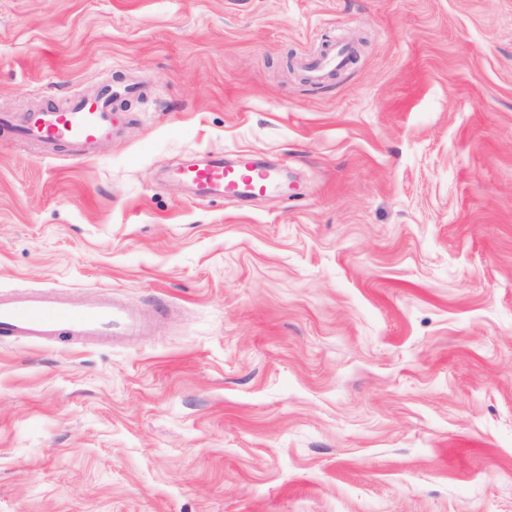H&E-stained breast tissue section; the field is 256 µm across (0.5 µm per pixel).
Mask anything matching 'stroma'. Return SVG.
<instances>
[{"label":"stroma","mask_w":512,"mask_h":512,"mask_svg":"<svg viewBox=\"0 0 512 512\" xmlns=\"http://www.w3.org/2000/svg\"><path fill=\"white\" fill-rule=\"evenodd\" d=\"M115 82L91 157L0 129V294L145 317L0 337V512H512V0H0V114ZM346 56L335 50L329 51L324 57L315 59L310 62L313 66L310 69V77L312 81H319L325 71L336 70L341 66H345ZM346 67V66H345ZM179 179L204 195L223 196L235 203L248 196L260 195L273 183L269 170L250 163L224 164V155L212 156L203 164H191L178 172Z\"/></svg>","instance_id":"stroma-1"}]
</instances>
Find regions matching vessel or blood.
Wrapping results in <instances>:
<instances>
[{"label": "vessel or blood", "instance_id": "1", "mask_svg": "<svg viewBox=\"0 0 512 512\" xmlns=\"http://www.w3.org/2000/svg\"><path fill=\"white\" fill-rule=\"evenodd\" d=\"M345 61L343 53L329 51L313 60L310 77L320 80L324 72L344 66ZM139 92L135 85L104 86L90 95L76 96L18 118L0 115V127L16 137L37 141L46 149L64 143L77 155L87 156L112 138L115 101ZM178 177L201 194L219 195L231 203L262 194L273 182L269 170L248 163L228 166L220 155L202 164L182 167ZM143 326L144 317L137 309L107 298L84 305L59 296L0 297L2 337L23 336L46 342L65 333L75 338L124 339L139 335Z\"/></svg>", "mask_w": 512, "mask_h": 512}]
</instances>
